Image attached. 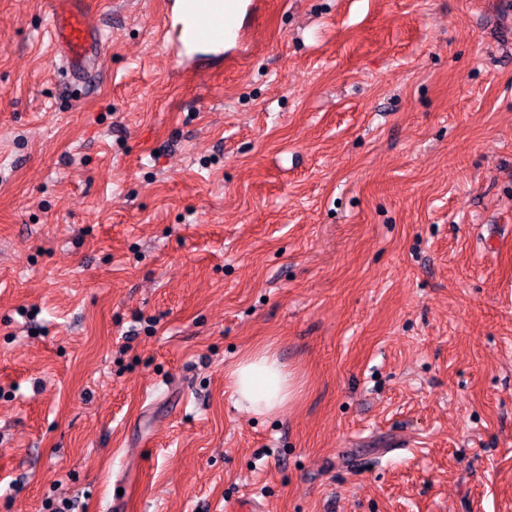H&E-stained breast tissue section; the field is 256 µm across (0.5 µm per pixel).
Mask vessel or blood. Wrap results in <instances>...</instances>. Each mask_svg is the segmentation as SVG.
Here are the masks:
<instances>
[{"label": "vessel or blood", "instance_id": "b4317fda", "mask_svg": "<svg viewBox=\"0 0 512 512\" xmlns=\"http://www.w3.org/2000/svg\"><path fill=\"white\" fill-rule=\"evenodd\" d=\"M172 10L188 19L184 41L171 45L175 59H183L190 44L206 42L223 48L226 42L243 44L242 14L257 13L260 0H170ZM50 35L59 64L77 80L98 74L105 42L98 28L86 21L84 0H52Z\"/></svg>", "mask_w": 512, "mask_h": 512}]
</instances>
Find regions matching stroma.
<instances>
[{
  "mask_svg": "<svg viewBox=\"0 0 512 512\" xmlns=\"http://www.w3.org/2000/svg\"><path fill=\"white\" fill-rule=\"evenodd\" d=\"M0 0V512H512V0ZM273 348L293 400L228 372ZM49 28L55 56L74 79L98 74L105 42L100 30L87 23L83 0H53ZM171 10L188 19L186 44L206 42L218 48L216 57L224 55V43H244L241 15L255 14L261 7L258 0H171ZM235 407L255 415H270L295 394L290 374L269 347L244 356L229 372Z\"/></svg>",
  "mask_w": 512,
  "mask_h": 512,
  "instance_id": "obj_1",
  "label": "stroma"
}]
</instances>
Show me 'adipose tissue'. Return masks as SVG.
Wrapping results in <instances>:
<instances>
[{"mask_svg":"<svg viewBox=\"0 0 512 512\" xmlns=\"http://www.w3.org/2000/svg\"><path fill=\"white\" fill-rule=\"evenodd\" d=\"M228 378L235 407L255 415L277 412L295 394L290 374L267 347L244 356Z\"/></svg>","mask_w":512,"mask_h":512,"instance_id":"ef3b65f1","label":"adipose tissue"}]
</instances>
